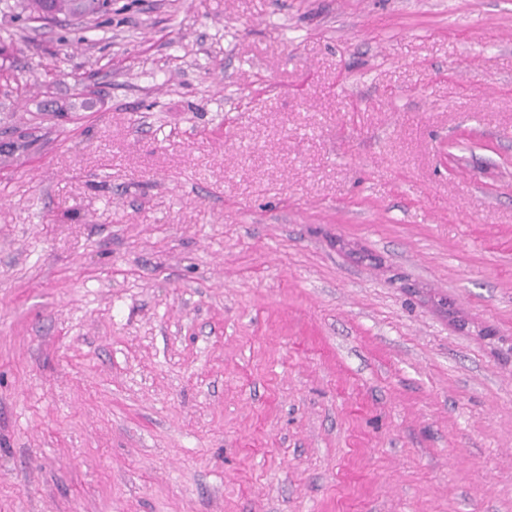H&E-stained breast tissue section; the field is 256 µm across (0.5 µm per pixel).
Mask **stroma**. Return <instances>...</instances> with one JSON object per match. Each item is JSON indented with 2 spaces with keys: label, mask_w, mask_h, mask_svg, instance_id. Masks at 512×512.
Wrapping results in <instances>:
<instances>
[{
  "label": "stroma",
  "mask_w": 512,
  "mask_h": 512,
  "mask_svg": "<svg viewBox=\"0 0 512 512\" xmlns=\"http://www.w3.org/2000/svg\"><path fill=\"white\" fill-rule=\"evenodd\" d=\"M1 44L0 512H512V0Z\"/></svg>",
  "instance_id": "stroma-1"
}]
</instances>
